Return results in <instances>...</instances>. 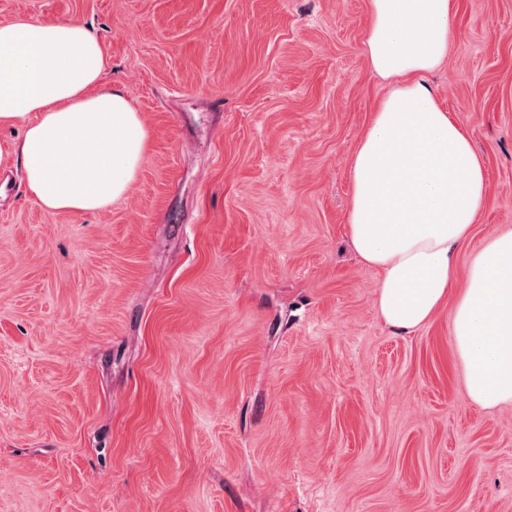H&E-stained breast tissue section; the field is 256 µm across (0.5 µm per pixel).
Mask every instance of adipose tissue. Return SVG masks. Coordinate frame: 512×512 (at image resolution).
Masks as SVG:
<instances>
[{
	"mask_svg": "<svg viewBox=\"0 0 512 512\" xmlns=\"http://www.w3.org/2000/svg\"><path fill=\"white\" fill-rule=\"evenodd\" d=\"M368 14L364 55L393 87L351 159L350 241L378 273L380 319L410 333L449 308L468 399L512 406V230L485 238L458 282L487 174L424 81L453 43L452 0H368ZM107 64L80 19H0V130H21L0 141V164L18 160L45 211L106 210L141 171L150 131L132 97L105 86Z\"/></svg>",
	"mask_w": 512,
	"mask_h": 512,
	"instance_id": "ef3b65f1",
	"label": "adipose tissue"
}]
</instances>
